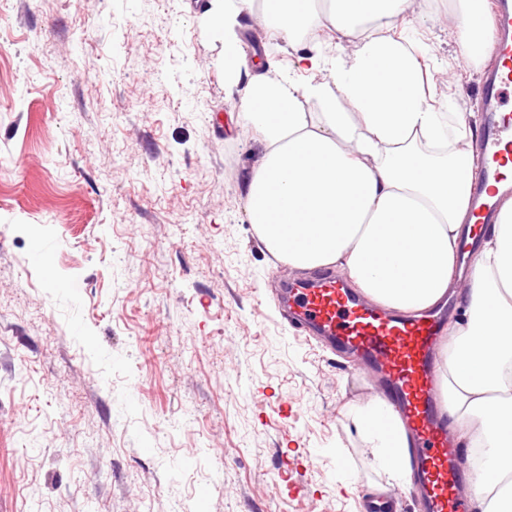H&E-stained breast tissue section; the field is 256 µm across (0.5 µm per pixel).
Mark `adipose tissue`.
Listing matches in <instances>:
<instances>
[{
	"label": "adipose tissue",
	"mask_w": 512,
	"mask_h": 512,
	"mask_svg": "<svg viewBox=\"0 0 512 512\" xmlns=\"http://www.w3.org/2000/svg\"><path fill=\"white\" fill-rule=\"evenodd\" d=\"M254 0H209L224 41L225 82L261 146L246 211L265 250L289 267L337 265L374 305L414 316L456 286L459 241L479 177L465 113L448 120L425 77L424 43L396 27L408 0H268L267 29L295 47L287 70L242 81L240 18ZM456 35L473 59L495 40L488 0H455ZM332 29L354 48L321 39ZM319 109L305 112L301 103ZM474 260L460 316L438 349L443 413L466 448L481 512H512V197ZM375 464L404 481L408 431L380 397L347 403Z\"/></svg>",
	"instance_id": "1"
}]
</instances>
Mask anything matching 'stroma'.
Wrapping results in <instances>:
<instances>
[{"label": "stroma", "mask_w": 512, "mask_h": 512, "mask_svg": "<svg viewBox=\"0 0 512 512\" xmlns=\"http://www.w3.org/2000/svg\"><path fill=\"white\" fill-rule=\"evenodd\" d=\"M209 0H0V512H364L393 490L341 413L371 385L268 289L260 148ZM451 0H413L444 112L484 68ZM286 64L261 13L254 61ZM311 449L289 492L284 456Z\"/></svg>", "instance_id": "obj_1"}]
</instances>
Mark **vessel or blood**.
Segmentation results:
<instances>
[{"instance_id":"1","label":"vessel or blood","mask_w":512,"mask_h":512,"mask_svg":"<svg viewBox=\"0 0 512 512\" xmlns=\"http://www.w3.org/2000/svg\"><path fill=\"white\" fill-rule=\"evenodd\" d=\"M496 63L482 85L479 154L495 162L478 191L494 195L498 170L512 164V0H498ZM469 241L472 252L495 208L474 212ZM273 296L288 320L306 337L319 338L345 355L355 373L368 379L376 394L401 414L411 434L410 497L421 512H473L468 470L455 435L445 421L438 383V336L442 324L433 315L406 318L368 306L343 274L327 271L312 281L277 288Z\"/></svg>"}]
</instances>
